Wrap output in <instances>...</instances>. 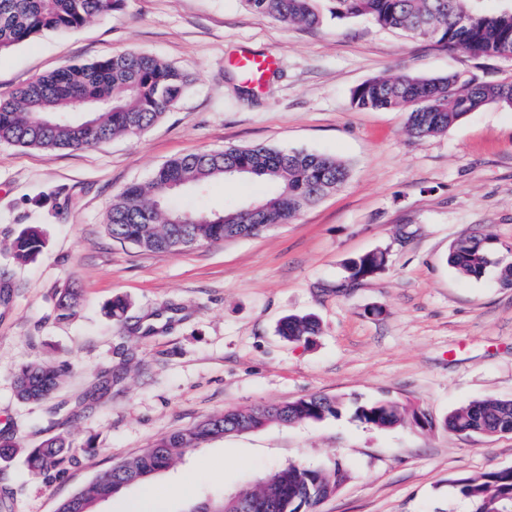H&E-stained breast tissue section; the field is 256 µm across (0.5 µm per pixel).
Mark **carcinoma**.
<instances>
[{
  "mask_svg": "<svg viewBox=\"0 0 512 512\" xmlns=\"http://www.w3.org/2000/svg\"><path fill=\"white\" fill-rule=\"evenodd\" d=\"M259 14L285 25L315 28L322 22L316 0H244ZM338 18H368L376 25L421 37L449 50L476 57L498 58L512 51V9L486 14L477 0H330ZM124 0H0V51L45 32H71L92 18L120 9ZM466 16L465 26L458 18ZM192 80L176 66L137 52L107 54L89 64H73L40 75L6 95L0 94V143L46 152L77 150L115 137L134 138L172 109L187 93ZM352 101L359 109L407 106V132L420 141L443 133L469 113L489 103L512 106V81L486 83L461 72L427 77L401 72L376 77L355 88ZM247 167L245 180L268 187L256 202L231 203L221 211L180 204V184L199 193L221 181L238 179L224 173ZM350 168L326 154L230 146L173 159L145 183H133L118 194L105 216L112 240L157 254H170L208 242L256 236L272 224H288L306 206L343 185ZM38 227L29 226L10 244L12 261L23 265L43 251ZM497 252L494 242L477 235L456 239L448 249V264L458 273L480 277ZM386 252L375 250L346 263L347 280L355 283L381 272ZM81 302L74 287L58 292L55 311L60 319L73 316ZM280 336L290 342L311 343L319 324L311 315H288L279 324ZM69 364L31 363L15 374L17 396L27 402L49 398ZM331 397L310 395L283 405L228 410L158 440L144 453L120 460L89 485L63 500L57 512H95L97 505L127 487L168 468L188 448L224 435L261 428L271 423L294 424L322 420L341 413ZM354 415L376 428L404 421L394 401H375L355 407ZM445 426L453 435L492 437L512 434V399H486L455 409ZM24 455L27 469L50 477L64 471L77 456L61 434L35 448H22L0 437V455ZM458 494L473 504V512H512V468L455 480ZM336 492V467L307 468L296 464L272 471L263 484L233 498L206 499L188 512H315L320 501Z\"/></svg>",
  "mask_w": 512,
  "mask_h": 512,
  "instance_id": "obj_1",
  "label": "carcinoma"
}]
</instances>
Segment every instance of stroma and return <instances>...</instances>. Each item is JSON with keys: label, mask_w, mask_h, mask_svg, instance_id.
<instances>
[{"label": "stroma", "mask_w": 512, "mask_h": 512, "mask_svg": "<svg viewBox=\"0 0 512 512\" xmlns=\"http://www.w3.org/2000/svg\"><path fill=\"white\" fill-rule=\"evenodd\" d=\"M286 26L243 0H125L79 31L47 32L0 52V94L108 53L138 50L192 80L140 137L47 153L0 144V435L31 448L63 433L80 454L57 476L0 458L11 512H55L112 463L227 410L312 394L343 401L338 417L271 424L187 451L100 512H185L204 495L231 496L288 464L341 462L347 481L317 512H472L454 486L512 467V434L459 437L443 426L460 406L512 398V106L485 105L448 133L419 141L402 109L360 111L352 92L377 76L465 72L512 80V60L476 58L328 16ZM270 54L262 89L245 91L233 56ZM307 150L346 161L342 187L264 233L157 254L112 241L113 198L171 159L227 146ZM39 226L46 246L14 264L6 245ZM493 238L497 262L478 278L447 262L466 235ZM389 253L375 277L343 287L346 262ZM82 293L61 321L56 293ZM128 300L123 324L105 308ZM381 315H371V308ZM314 314L315 343L289 342L281 318ZM68 362L51 398L17 399L16 369ZM111 387L94 397L104 378ZM387 399L432 422L378 429L353 406Z\"/></svg>", "instance_id": "1"}]
</instances>
